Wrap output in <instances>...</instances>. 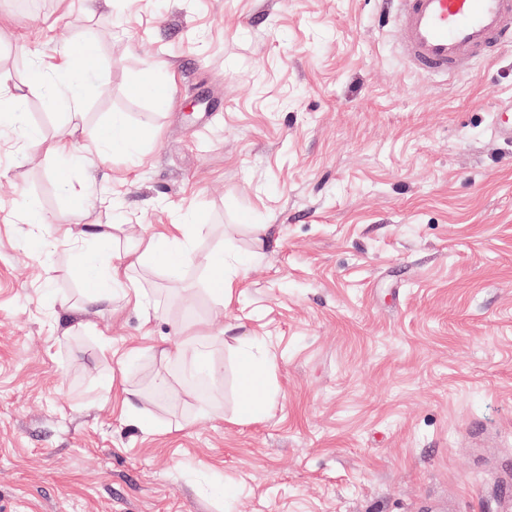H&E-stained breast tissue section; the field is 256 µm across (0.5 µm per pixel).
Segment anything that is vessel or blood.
Wrapping results in <instances>:
<instances>
[{"label": "vessel or blood", "mask_w": 512, "mask_h": 512, "mask_svg": "<svg viewBox=\"0 0 512 512\" xmlns=\"http://www.w3.org/2000/svg\"><path fill=\"white\" fill-rule=\"evenodd\" d=\"M400 45L427 73L454 76L512 40V0H394Z\"/></svg>", "instance_id": "b4317fda"}]
</instances>
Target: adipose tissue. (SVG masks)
I'll list each match as a JSON object with an SVG mask.
<instances>
[{"label":"adipose tissue","instance_id":"ef3b65f1","mask_svg":"<svg viewBox=\"0 0 512 512\" xmlns=\"http://www.w3.org/2000/svg\"><path fill=\"white\" fill-rule=\"evenodd\" d=\"M109 137L93 138L91 144H83L76 136L62 138L57 143L58 152L75 165L83 164L88 147H95L104 154L126 152L131 140L125 129L122 115H111ZM191 224H168L162 230L142 238L135 250L137 260L153 258L167 266H180L191 257ZM59 238L66 243L78 245L77 260L84 284V308H97L112 301L114 292L122 290L127 278L125 267L108 263L112 249V236L98 225H87L81 230L58 228ZM239 344V400L238 417L255 421L262 418L275 398L269 387L273 361L258 355L254 350L255 339L251 336L238 337Z\"/></svg>","mask_w":512,"mask_h":512}]
</instances>
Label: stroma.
<instances>
[{
	"label": "stroma",
	"instance_id": "stroma-1",
	"mask_svg": "<svg viewBox=\"0 0 512 512\" xmlns=\"http://www.w3.org/2000/svg\"><path fill=\"white\" fill-rule=\"evenodd\" d=\"M86 40L82 123L120 113L134 140L75 167L54 150L71 94L35 71ZM18 94L0 512H512V140L493 133L512 44L448 79L403 57L389 0H0V99ZM186 220L191 261L130 273L145 309L82 311L52 226L111 225L121 251ZM218 250L249 262L225 305ZM205 322L207 402L164 356ZM240 336L274 360L259 421L234 418ZM125 387L155 431L123 419Z\"/></svg>",
	"mask_w": 512,
	"mask_h": 512
}]
</instances>
